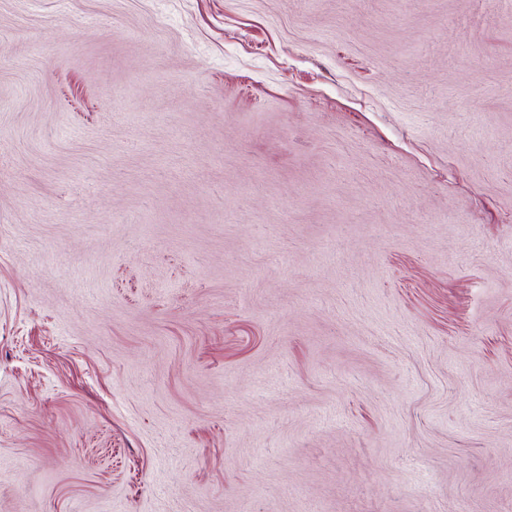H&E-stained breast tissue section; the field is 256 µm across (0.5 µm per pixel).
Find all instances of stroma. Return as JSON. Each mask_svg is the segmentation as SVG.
Masks as SVG:
<instances>
[{
    "label": "stroma",
    "mask_w": 512,
    "mask_h": 512,
    "mask_svg": "<svg viewBox=\"0 0 512 512\" xmlns=\"http://www.w3.org/2000/svg\"><path fill=\"white\" fill-rule=\"evenodd\" d=\"M0 512H512V0H0Z\"/></svg>",
    "instance_id": "35a3bbf8"
}]
</instances>
